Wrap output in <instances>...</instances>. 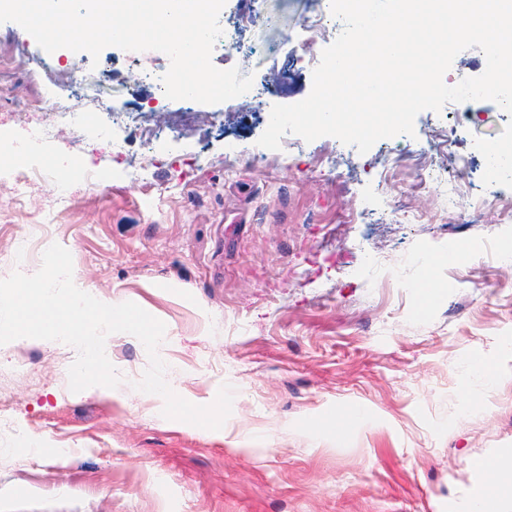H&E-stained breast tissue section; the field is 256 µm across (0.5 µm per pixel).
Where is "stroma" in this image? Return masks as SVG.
<instances>
[{
	"instance_id": "1",
	"label": "stroma",
	"mask_w": 512,
	"mask_h": 512,
	"mask_svg": "<svg viewBox=\"0 0 512 512\" xmlns=\"http://www.w3.org/2000/svg\"><path fill=\"white\" fill-rule=\"evenodd\" d=\"M245 9L226 0L211 61L253 84L213 105L162 94V52L49 53L0 24V211L12 215L0 279L60 244L97 299L165 323L158 352L178 395L235 393L222 428L200 429L136 390L149 359L130 334L107 343L120 384L78 393L64 343L0 346L17 426L0 435V512H471V461L512 450V224L490 206L512 189L483 184L474 147L512 117L490 100L449 102L364 154L329 136L259 146L273 105L310 94L344 23L330 0H261L244 30ZM76 63L109 75L111 111L150 110L160 138L121 126L118 159L107 140L87 146L66 128L45 139L15 115L76 93ZM423 162L460 193L422 186ZM33 166L45 176L16 204L6 172ZM63 185L74 210L56 206ZM154 188L165 209L148 203ZM415 210L448 221L403 220ZM479 358L494 379L474 373Z\"/></svg>"
}]
</instances>
